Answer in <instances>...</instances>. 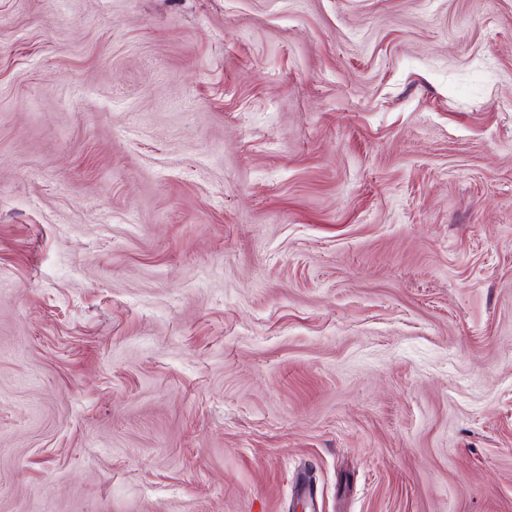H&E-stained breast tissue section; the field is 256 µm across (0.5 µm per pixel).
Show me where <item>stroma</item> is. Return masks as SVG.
I'll return each instance as SVG.
<instances>
[{
  "mask_svg": "<svg viewBox=\"0 0 512 512\" xmlns=\"http://www.w3.org/2000/svg\"><path fill=\"white\" fill-rule=\"evenodd\" d=\"M0 512H512V0H0Z\"/></svg>",
  "mask_w": 512,
  "mask_h": 512,
  "instance_id": "1",
  "label": "stroma"
}]
</instances>
